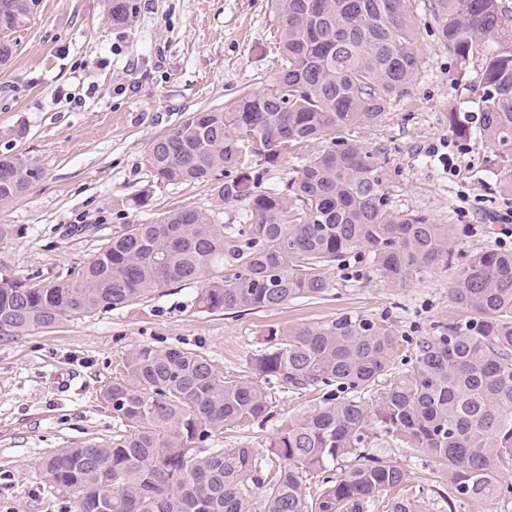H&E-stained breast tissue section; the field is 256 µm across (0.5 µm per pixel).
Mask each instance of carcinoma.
Returning a JSON list of instances; mask_svg holds the SVG:
<instances>
[{"instance_id": "cac0c4a2", "label": "carcinoma", "mask_w": 512, "mask_h": 512, "mask_svg": "<svg viewBox=\"0 0 512 512\" xmlns=\"http://www.w3.org/2000/svg\"><path fill=\"white\" fill-rule=\"evenodd\" d=\"M427 2L479 113L473 128L450 112V126L479 134L512 167L509 5ZM274 4L283 62L268 88L193 113L148 153L156 181L207 185L242 207V223L176 210L128 224L71 280L37 281L0 266V338L127 307L172 283H201L203 312L274 309L329 295L327 269L353 252L393 285L455 259L447 229L395 210L379 156L346 137L409 96L419 70L411 0ZM34 5L0 0L1 69ZM105 8L116 26L136 13L135 0H105ZM290 158L286 191L261 185V172ZM41 176L37 166L0 157V204ZM448 298V321L417 337L398 371L399 336L386 320L361 315L271 326L250 371L233 377L194 352L139 346L111 383L119 429L49 456L45 485L74 496L77 512H368L379 503L427 512L406 494L399 465L360 450L374 424L432 459L454 495L487 499L512 467V250L468 257ZM276 387L318 396L263 451L209 447L227 430L273 420ZM346 455L354 463L311 492V475Z\"/></svg>"}]
</instances>
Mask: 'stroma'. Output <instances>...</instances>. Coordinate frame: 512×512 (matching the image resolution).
Masks as SVG:
<instances>
[{
    "instance_id": "35a3bbf8",
    "label": "stroma",
    "mask_w": 512,
    "mask_h": 512,
    "mask_svg": "<svg viewBox=\"0 0 512 512\" xmlns=\"http://www.w3.org/2000/svg\"><path fill=\"white\" fill-rule=\"evenodd\" d=\"M280 18L271 0H137L122 28L104 0H42L35 20L13 34L15 54L0 69V155L39 166L41 179L0 205V266L21 277L69 278L124 225L194 209L237 224L241 210L211 188L157 183L153 142L195 112L224 107L243 90L270 84L280 63ZM419 72L408 97L376 126L349 138L378 154L384 190L399 211L445 225L456 250L501 247L512 192L502 162L478 135L458 137L449 113L477 109L457 82L455 61L429 32L419 39ZM453 152L448 172L430 148ZM145 206H136V199ZM457 264H437L391 286L350 256L330 269L332 295L276 309L206 313L196 282L171 284L138 304L73 317L0 339V512H74L53 493L43 463L59 449L111 437L117 424L102 391L141 345L191 350L225 375H240L269 326L303 325L343 314L386 319L404 341L448 316ZM368 452L393 460L410 497L430 512H512V470L492 497L459 500L434 482L433 462L367 434Z\"/></svg>"
}]
</instances>
